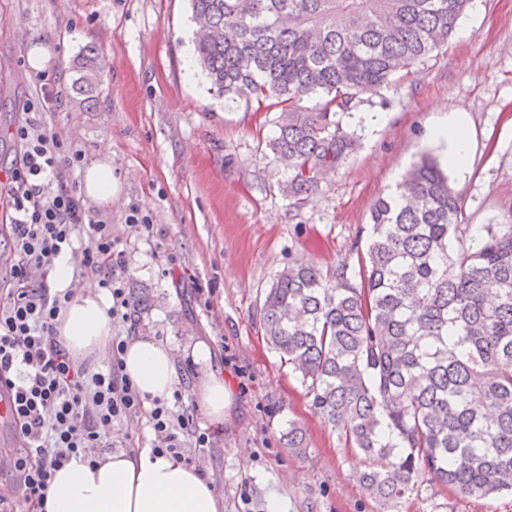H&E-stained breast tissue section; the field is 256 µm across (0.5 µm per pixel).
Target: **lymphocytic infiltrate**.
Wrapping results in <instances>:
<instances>
[{"mask_svg": "<svg viewBox=\"0 0 512 512\" xmlns=\"http://www.w3.org/2000/svg\"><path fill=\"white\" fill-rule=\"evenodd\" d=\"M27 101L11 137L19 152L0 197L9 205L5 235L9 270L0 283V391H9L14 425L23 434L8 456L19 502L0 499V512L43 507L54 472L71 458L112 447L115 424L148 417L159 443L154 455L180 458V436L191 433L199 447L207 434L195 428L182 392L172 402L145 401L123 373L126 337L112 339L106 368L76 361L57 336V319L74 288H51L49 277L61 256L75 261L74 274L96 278L109 292L110 318L135 334V305L126 278V252L108 221L91 216L72 177L81 161L61 135L42 119L53 97L40 83Z\"/></svg>", "mask_w": 512, "mask_h": 512, "instance_id": "lymphocytic-infiltrate-1", "label": "lymphocytic infiltrate"}]
</instances>
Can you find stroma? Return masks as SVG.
<instances>
[{
  "instance_id": "obj_1",
  "label": "stroma",
  "mask_w": 512,
  "mask_h": 512,
  "mask_svg": "<svg viewBox=\"0 0 512 512\" xmlns=\"http://www.w3.org/2000/svg\"><path fill=\"white\" fill-rule=\"evenodd\" d=\"M189 0H0V130L11 128L36 92L27 53L45 44L58 97L43 119L83 160L112 152L120 191L111 207L88 203L127 248L129 288L147 287L138 333L170 347L179 388L193 395L202 373L186 350L203 340L233 396L224 422L195 414L210 436L189 462L204 460L221 512H512V494L492 499L447 488L387 508L365 489L361 457L313 409L304 387L266 343L264 295L288 264L357 271V245L374 202L422 154L445 163L461 197V221L476 228L512 216V0H481L433 56L345 119L359 144L304 203L281 188L266 143L276 112L231 102L214 90L193 55ZM101 62L93 100L71 85L88 49ZM472 140L467 168L446 163L434 130L448 109ZM379 113L367 127L364 116ZM151 220L144 238L130 209ZM305 430L288 448L289 422Z\"/></svg>"
}]
</instances>
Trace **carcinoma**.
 Listing matches in <instances>:
<instances>
[{"instance_id":"cac0c4a2","label":"carcinoma","mask_w":512,"mask_h":512,"mask_svg":"<svg viewBox=\"0 0 512 512\" xmlns=\"http://www.w3.org/2000/svg\"><path fill=\"white\" fill-rule=\"evenodd\" d=\"M469 2L191 0L208 31L195 53L225 98L281 108L269 148L298 203L355 149L343 118L441 49ZM98 72L91 51L74 92L92 98ZM460 212L424 156L373 206L358 278L297 263L261 305L314 410L365 458L389 460L361 480L390 508L426 484L512 494V220L477 238ZM285 440L306 447L294 421Z\"/></svg>"}]
</instances>
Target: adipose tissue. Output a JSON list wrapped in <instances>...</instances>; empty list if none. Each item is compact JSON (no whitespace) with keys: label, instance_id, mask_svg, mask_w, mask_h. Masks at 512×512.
Instances as JSON below:
<instances>
[{"label":"adipose tissue","instance_id":"1","mask_svg":"<svg viewBox=\"0 0 512 512\" xmlns=\"http://www.w3.org/2000/svg\"><path fill=\"white\" fill-rule=\"evenodd\" d=\"M119 189L109 151H102L84 166L80 192L85 198L105 207L111 205ZM111 305L106 290L90 285L62 309L57 334L75 358L108 360L112 320L107 311ZM191 356L205 369L196 388L197 405L205 417L223 420L232 396L223 376L209 369V345L195 342ZM123 372L144 396L166 400L179 386L171 350L151 338L128 341ZM221 507L214 486L200 467L169 456H152L146 448L136 455L106 452L93 462L71 459L54 473L45 512H220Z\"/></svg>","mask_w":512,"mask_h":512}]
</instances>
